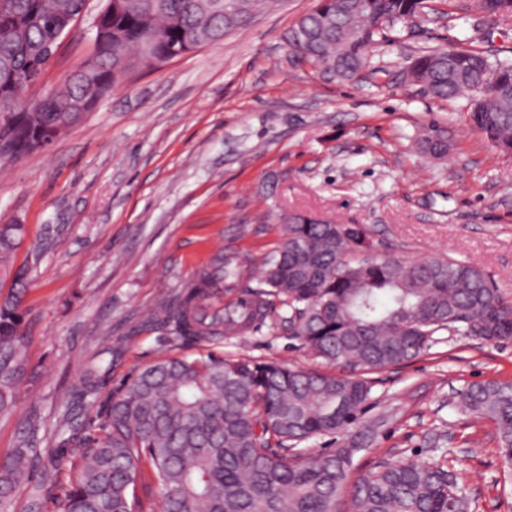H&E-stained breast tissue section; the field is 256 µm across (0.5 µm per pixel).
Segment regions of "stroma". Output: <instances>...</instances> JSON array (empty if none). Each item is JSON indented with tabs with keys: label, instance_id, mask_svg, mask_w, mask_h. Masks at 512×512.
Masks as SVG:
<instances>
[{
	"label": "stroma",
	"instance_id": "obj_1",
	"mask_svg": "<svg viewBox=\"0 0 512 512\" xmlns=\"http://www.w3.org/2000/svg\"><path fill=\"white\" fill-rule=\"evenodd\" d=\"M104 0H87L45 85L63 81L93 49ZM427 19L397 26L374 53L378 74L349 84L292 61L285 36L313 0H274L218 44L136 70L46 149L0 159V221L25 227L14 265L30 269L23 303L28 376L15 411L0 417V455L38 412L54 428L63 393L101 336L129 345L112 387L165 355L213 349L337 373L287 330L262 326L212 347L171 340L148 322L157 301L190 284L221 254L257 286L288 215L361 224L381 253L447 255L480 267L512 297V153L471 124L464 100L403 83L421 51L455 46L512 58V17L491 20L476 0H426ZM447 126L443 158L418 149L422 125ZM376 417L392 409L355 473L382 459L428 458L425 435L447 431L448 462L480 512H512L495 426L458 404L468 383L512 381V341L440 335L416 359L372 374Z\"/></svg>",
	"mask_w": 512,
	"mask_h": 512
}]
</instances>
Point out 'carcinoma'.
<instances>
[{
    "label": "carcinoma",
    "mask_w": 512,
    "mask_h": 512,
    "mask_svg": "<svg viewBox=\"0 0 512 512\" xmlns=\"http://www.w3.org/2000/svg\"><path fill=\"white\" fill-rule=\"evenodd\" d=\"M20 20L0 35V158L23 155L57 123L77 125L112 87L140 69L134 56L158 61L172 48L199 50L221 42L248 21L263 0H126L103 21L121 34L102 42L63 86L33 101L24 81L57 48L60 17L85 0H9ZM425 0H316L289 31L294 56L328 82H353L371 63L385 32L421 17ZM351 29L363 33L350 39ZM433 96L467 98L473 125L496 148L512 153V59L482 51L437 47L414 58ZM497 102L480 111L485 92ZM419 149L448 153V130L432 123ZM25 232L0 225V266H9ZM30 271L13 273L0 296V416L10 415L25 374L22 302ZM243 268L231 256L203 271L187 288L161 298L151 320L172 327L173 340L215 344L271 318L316 357L371 373L410 361L434 337L468 336L486 343L512 340V298L479 267L450 257L401 260L376 252L361 224H313L300 216L282 225L278 247L265 256L259 287L213 309L216 281L231 292ZM125 336H105L84 360L55 427L32 413L12 452L0 457V509L39 472L21 512H41L58 492L63 512H146L138 485L150 481L161 512H339L357 453L370 448L384 417L366 418L372 382L211 351L167 355L114 389L97 436L83 434L78 411L91 410L108 386ZM460 405L495 424L504 467L512 469V382L476 381ZM329 437L333 448L312 453L306 443ZM88 448L66 487L59 471L66 449ZM353 512H475L458 474L443 460H381L351 488Z\"/></svg>",
    "instance_id": "carcinoma-1"
}]
</instances>
